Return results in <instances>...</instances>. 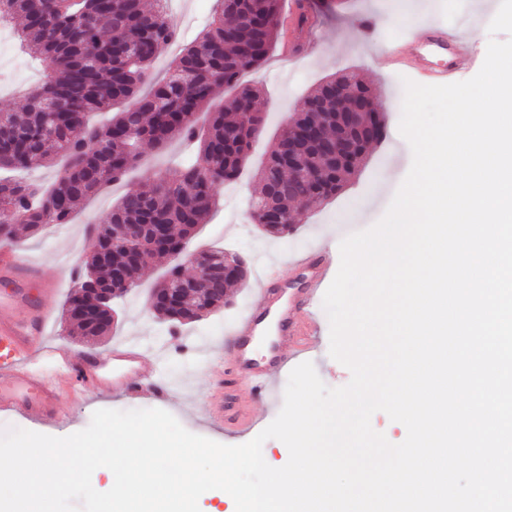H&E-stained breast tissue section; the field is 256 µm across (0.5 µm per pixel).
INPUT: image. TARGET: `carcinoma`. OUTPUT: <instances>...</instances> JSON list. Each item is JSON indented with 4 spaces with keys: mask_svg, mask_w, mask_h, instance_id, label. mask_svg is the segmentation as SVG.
<instances>
[{
    "mask_svg": "<svg viewBox=\"0 0 512 512\" xmlns=\"http://www.w3.org/2000/svg\"><path fill=\"white\" fill-rule=\"evenodd\" d=\"M208 28L175 61L170 76L147 91L150 69L160 45L176 36L162 0H0L20 42L38 57L51 78L37 86L19 111H0V170L22 173L58 158L65 165L47 189L23 179L0 180V242L14 241L17 226L33 231L68 223L78 205L102 188L122 180L142 159V145L157 150L183 138L198 142L195 160L174 175L154 172L145 186L130 192L99 216L94 234L107 258L89 252L75 286L112 287V266L126 269L137 283L142 268L167 253L157 248L152 225L164 224L175 239H190L216 205L221 187L239 177L263 129L254 110L260 90L241 82L260 67L280 34V0H217ZM348 87L341 104H329L331 118L322 129L329 153L301 151L302 166L288 168L282 158L288 143L301 144L299 125L309 106L324 101L326 86ZM235 90L233 105L212 107L218 90ZM208 128L196 130L197 116ZM383 123L372 89L354 74L326 79L288 118L287 128L266 152L257 173L258 195L252 222L264 232L288 239L295 232L297 205L318 208L340 194L356 174L372 139L368 126ZM209 273L185 277L179 266L149 290L178 288L187 312L211 299L224 306L225 290L242 280L224 277L222 250L204 253ZM68 294L62 318L70 336L96 338L112 327V306L95 294L81 304L90 317L69 314L77 302Z\"/></svg>",
    "mask_w": 512,
    "mask_h": 512,
    "instance_id": "carcinoma-1",
    "label": "carcinoma"
}]
</instances>
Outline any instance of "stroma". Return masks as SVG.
Here are the masks:
<instances>
[{
  "mask_svg": "<svg viewBox=\"0 0 512 512\" xmlns=\"http://www.w3.org/2000/svg\"><path fill=\"white\" fill-rule=\"evenodd\" d=\"M214 0H168L167 15L180 33L179 43L161 45L153 64V74L165 76L172 60L179 54L182 43L188 42L209 23ZM291 0H282L280 37L267 61L245 75V82L263 87L264 93L256 109L266 119L262 138L255 145L247 167L236 181L233 197H222L217 209L203 224L198 225L191 242L192 249L221 248L248 260L252 276H259L264 265H277L288 284L299 279L291 259L294 255L318 248L316 231L333 225L337 237L332 248H339L342 239L374 225L385 214L396 191L412 164V151L397 128L402 115L404 89L398 77H406L422 85H443L465 81L480 70L490 39L488 30L469 25L471 61L457 68L446 57L436 56L421 68L413 63L387 67L379 61L383 46L393 44L389 34L392 18L399 12L425 14L434 20L447 21L448 0H308V14L317 27L322 44L319 54H303L287 61L285 54L298 43L306 42L307 34L299 29L289 14ZM354 73L370 84L380 110L386 116L385 136L369 149L359 173L336 198L316 209L300 210L297 232L290 240H280L263 234L253 224L250 214L257 194L255 175L263 154L272 138L286 126L301 99L323 78ZM190 146L173 142L165 152L146 149L141 169L129 173L121 182L80 204L70 223L50 225L36 235L19 230L15 245L36 261L45 279L56 282L58 292L50 297L53 320L50 339L68 350L80 353L85 344L66 336L62 325V306L69 293L72 267L86 258L88 227L107 211L113 201L128 192L138 190L145 170L175 173L190 153ZM167 266L152 261L139 275V284L114 304L117 319L107 336L94 341L95 349H109L116 343L133 340L159 351V373L172 385L170 396L160 404L188 431L225 445H240L252 440L280 412L287 375H280L275 394L270 401H252L248 391H240L248 403L253 424L243 431L230 430L211 424L207 404L214 382L220 380L219 368L224 356V332L251 304L253 284L232 288V305L217 310L203 319L176 328L155 318L146 303V290L164 276ZM318 336L314 347L305 355L313 363L321 380L329 387L346 385L350 371L329 355L330 324L323 307H316ZM154 400L145 398L132 403L96 389L86 391L80 399L64 400L62 422L46 426L30 417L0 415V432L12 428L26 429L46 435L63 437L85 429L93 413L99 409L126 411L135 407L153 408Z\"/></svg>",
  "mask_w": 512,
  "mask_h": 512,
  "instance_id": "stroma-1",
  "label": "stroma"
}]
</instances>
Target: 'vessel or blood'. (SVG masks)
Instances as JSON below:
<instances>
[{
    "instance_id": "b4317fda",
    "label": "vessel or blood",
    "mask_w": 512,
    "mask_h": 512,
    "mask_svg": "<svg viewBox=\"0 0 512 512\" xmlns=\"http://www.w3.org/2000/svg\"><path fill=\"white\" fill-rule=\"evenodd\" d=\"M421 43L452 46L455 56L465 51L463 37L443 25L427 23ZM333 258L329 252H307L295 264L305 275V286L293 299H285L287 289L275 267H267L256 284V296L242 316L226 331L224 353L231 359V381L247 387L253 401L267 400L275 375L290 361L308 351L317 334L311 309ZM40 279V270L26 255L8 247L0 248V414L32 417L50 425L60 421L59 406L64 389L80 393L90 387L129 398L151 397L164 400L166 385L158 383L151 370L158 360L151 349L136 342H121L111 350H93L76 355L48 344L53 317L46 304L56 286L42 282L41 296H33L31 283ZM276 318L279 340L267 361L251 359L246 347L258 335L262 323ZM209 418L226 428L242 430L252 419L246 405L225 398L216 389L209 407Z\"/></svg>"
}]
</instances>
